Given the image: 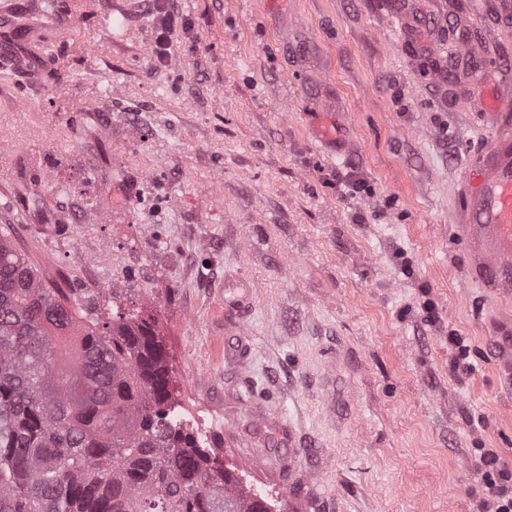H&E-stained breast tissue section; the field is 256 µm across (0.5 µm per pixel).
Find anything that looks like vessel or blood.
I'll return each mask as SVG.
<instances>
[{
  "label": "vessel or blood",
  "mask_w": 512,
  "mask_h": 512,
  "mask_svg": "<svg viewBox=\"0 0 512 512\" xmlns=\"http://www.w3.org/2000/svg\"><path fill=\"white\" fill-rule=\"evenodd\" d=\"M481 103L497 132L472 162L477 184L464 199L459 221L470 252L472 282L508 298L512 296V126H504L503 121L512 116V97L488 88ZM497 329L498 359L512 372V323H498Z\"/></svg>",
  "instance_id": "1"
}]
</instances>
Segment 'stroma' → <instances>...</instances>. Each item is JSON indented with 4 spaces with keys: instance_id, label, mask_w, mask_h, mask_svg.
<instances>
[{
    "instance_id": "obj_1",
    "label": "stroma",
    "mask_w": 512,
    "mask_h": 512,
    "mask_svg": "<svg viewBox=\"0 0 512 512\" xmlns=\"http://www.w3.org/2000/svg\"><path fill=\"white\" fill-rule=\"evenodd\" d=\"M41 2L0 0L29 31L0 32V233L91 318H155L170 406L276 512H482L512 303L450 216L495 136L479 90L512 95V0H174L165 64L151 0ZM169 183V177L163 170L149 175L147 187L137 196L140 209L158 217L163 212ZM498 333L502 336V341L498 342V359L502 367L509 373L512 372V323H498Z\"/></svg>"
}]
</instances>
